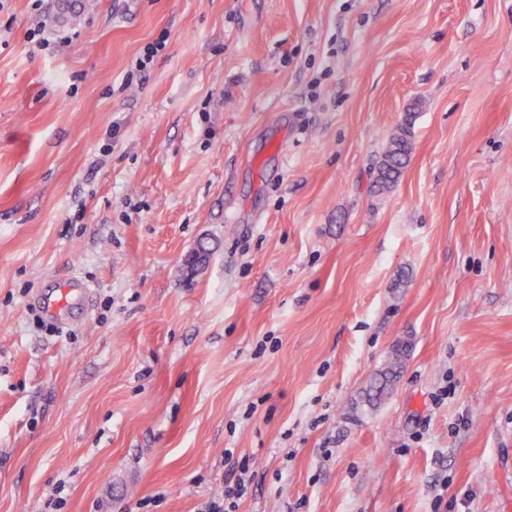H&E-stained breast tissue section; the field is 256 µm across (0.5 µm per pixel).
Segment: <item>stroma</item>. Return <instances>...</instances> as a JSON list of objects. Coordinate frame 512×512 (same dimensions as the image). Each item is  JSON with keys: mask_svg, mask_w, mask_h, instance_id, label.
<instances>
[{"mask_svg": "<svg viewBox=\"0 0 512 512\" xmlns=\"http://www.w3.org/2000/svg\"><path fill=\"white\" fill-rule=\"evenodd\" d=\"M56 2L0 0V512H204L228 448L237 512H512V0ZM411 149L407 129H401L391 136L378 167L377 178L373 185L374 193L381 194L388 191L397 182L406 165ZM401 369V351L397 350L391 358L389 365L379 374L373 385L370 386L366 402L374 405L387 396L399 376Z\"/></svg>", "mask_w": 512, "mask_h": 512, "instance_id": "stroma-1", "label": "stroma"}]
</instances>
